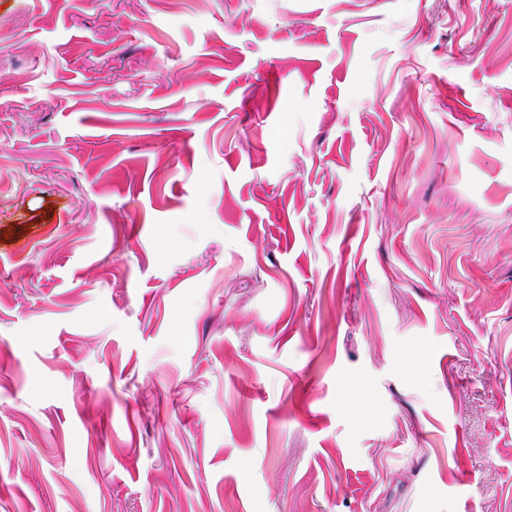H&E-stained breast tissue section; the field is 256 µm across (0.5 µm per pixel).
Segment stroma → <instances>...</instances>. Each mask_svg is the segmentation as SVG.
Segmentation results:
<instances>
[{
	"label": "stroma",
	"mask_w": 512,
	"mask_h": 512,
	"mask_svg": "<svg viewBox=\"0 0 512 512\" xmlns=\"http://www.w3.org/2000/svg\"><path fill=\"white\" fill-rule=\"evenodd\" d=\"M0 512H512V0H0Z\"/></svg>",
	"instance_id": "35a3bbf8"
}]
</instances>
